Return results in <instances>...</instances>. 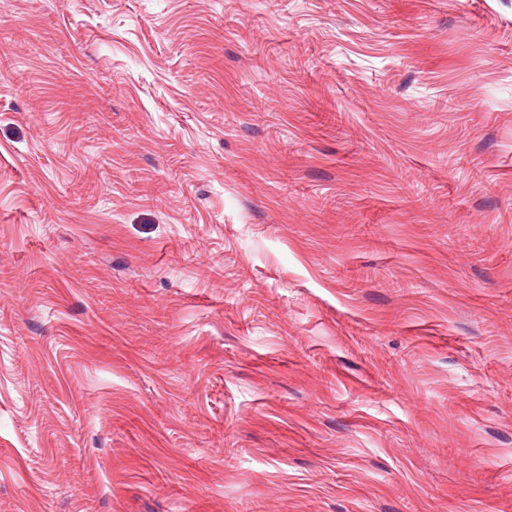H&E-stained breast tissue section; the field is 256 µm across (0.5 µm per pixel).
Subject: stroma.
<instances>
[{"label":"stroma","instance_id":"35a3bbf8","mask_svg":"<svg viewBox=\"0 0 512 512\" xmlns=\"http://www.w3.org/2000/svg\"><path fill=\"white\" fill-rule=\"evenodd\" d=\"M0 512H512V0H0Z\"/></svg>","mask_w":512,"mask_h":512}]
</instances>
